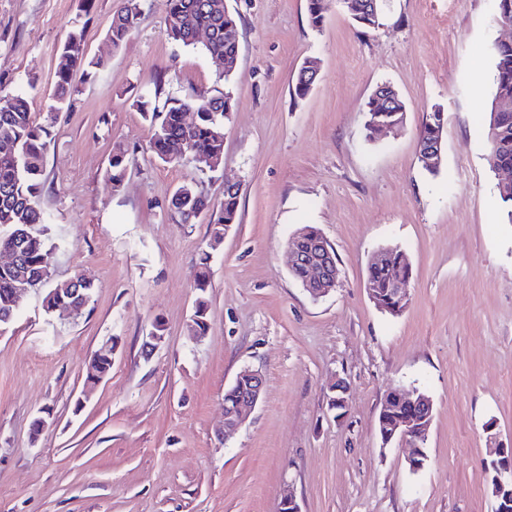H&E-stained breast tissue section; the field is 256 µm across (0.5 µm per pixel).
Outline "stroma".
<instances>
[{
	"mask_svg": "<svg viewBox=\"0 0 512 512\" xmlns=\"http://www.w3.org/2000/svg\"><path fill=\"white\" fill-rule=\"evenodd\" d=\"M238 14V66L223 82L202 48L172 42L166 0H139L129 38H107L124 0H0V91L34 93L51 126L44 203L59 245L53 280L95 286L81 316L24 295L0 335V512H494L491 443L512 447V224L487 156L491 44L512 40L495 0H381L358 26L329 0L321 28L306 0H227ZM81 27L100 74L75 73L69 110L54 112L58 49ZM311 92L293 99L304 59ZM230 92L217 173L157 161L138 100ZM392 85L402 125L367 135L364 106ZM445 114L437 175L419 159L429 112ZM131 162L113 187L114 146ZM243 184L239 222L214 244L208 216L169 209L193 183L212 203ZM317 226L340 270L312 299L289 268L287 242ZM400 248L413 271L396 317L366 291L371 255ZM207 264L208 328L192 322L193 273ZM152 354L142 346L155 325ZM115 344L110 372L85 389L89 356ZM246 370L264 392L224 434V392ZM349 387L343 419L328 384ZM425 390L434 418L422 469L383 446L377 417L393 386Z\"/></svg>",
	"mask_w": 512,
	"mask_h": 512,
	"instance_id": "35a3bbf8",
	"label": "stroma"
}]
</instances>
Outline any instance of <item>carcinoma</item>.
Instances as JSON below:
<instances>
[{"label":"carcinoma","mask_w":512,"mask_h":512,"mask_svg":"<svg viewBox=\"0 0 512 512\" xmlns=\"http://www.w3.org/2000/svg\"><path fill=\"white\" fill-rule=\"evenodd\" d=\"M139 14L138 0H126L123 8L112 18L108 37L112 46L119 47L134 30ZM209 32L205 50L226 66L224 81H230L233 64L239 56V27L236 13L224 5V0H168V35L189 47L195 45L200 31ZM494 64L493 96L489 108L486 138L490 147L491 169L512 168V42H494L490 47ZM104 61L87 54L83 31L70 30L58 53L54 109L69 108L77 88L72 82L74 72L86 77L96 76ZM392 104L373 97L366 103V129L373 131L376 122L394 127L403 121L405 105L395 89H389ZM141 102L143 116L150 124V147L154 156L164 163L184 164L186 159L175 158L171 145L184 142L191 156L210 161L209 171H218L224 162V117L232 110L233 99L228 92L217 95L195 94L188 97L167 95L162 105L151 109ZM193 108L197 118L187 124L184 112ZM444 112L437 108L429 113L419 134V147L436 143L443 138ZM51 130L31 119L29 96L0 95V249L9 248L17 255L12 267H0V328H10L17 316L14 306L15 289L28 292L50 285L43 302L46 309L54 305L73 306L83 313L93 297V284L79 277L51 282V267L55 243L49 236L50 216L42 205L44 191L45 151ZM127 150L113 149L109 162L110 180L118 187L127 170ZM502 211L512 224V182L497 184ZM241 193L224 190L218 213L210 221L213 239L221 242L224 232L238 223ZM170 209L180 220L189 224L198 214L210 209L209 200L193 185L180 186L170 200ZM321 237L319 229L304 226L293 242L302 250L315 246ZM380 262L368 266L366 284L376 292L381 308L394 314L399 300L393 292L395 277L411 274L405 253L397 247L386 248Z\"/></svg>","instance_id":"cac0c4a2"}]
</instances>
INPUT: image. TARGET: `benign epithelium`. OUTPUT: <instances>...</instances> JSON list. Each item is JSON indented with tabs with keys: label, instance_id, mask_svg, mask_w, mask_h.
Returning <instances> with one entry per match:
<instances>
[{
	"label": "benign epithelium",
	"instance_id": "1",
	"mask_svg": "<svg viewBox=\"0 0 512 512\" xmlns=\"http://www.w3.org/2000/svg\"><path fill=\"white\" fill-rule=\"evenodd\" d=\"M290 267L296 269L304 266L310 270V275L304 282V288L314 298L328 294L336 285V263L333 258L331 245L326 239H321L315 249L303 252L293 246H288ZM251 388L242 393L232 408H224V434L237 431L247 419L249 411L255 407L261 398L265 380L263 375L255 370L246 373ZM336 387L331 389L330 409L336 411V418L345 416L348 407V387L342 379L334 381ZM390 393L398 398L409 414L395 419L386 416V410L379 414L380 437L383 445L387 446L394 440L407 443L411 451L407 457L409 468L420 470L427 458L422 442L426 441L433 419V401L417 389L395 387ZM488 459L485 468L494 473V493L497 499L498 512H512V448L493 445L487 451Z\"/></svg>",
	"mask_w": 512,
	"mask_h": 512
}]
</instances>
